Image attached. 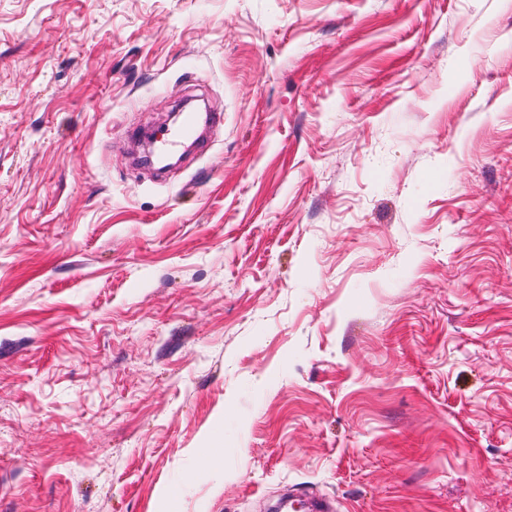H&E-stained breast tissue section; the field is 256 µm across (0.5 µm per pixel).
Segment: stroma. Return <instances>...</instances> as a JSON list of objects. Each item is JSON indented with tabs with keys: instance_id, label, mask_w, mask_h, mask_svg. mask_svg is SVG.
I'll use <instances>...</instances> for the list:
<instances>
[{
	"instance_id": "stroma-1",
	"label": "stroma",
	"mask_w": 512,
	"mask_h": 512,
	"mask_svg": "<svg viewBox=\"0 0 512 512\" xmlns=\"http://www.w3.org/2000/svg\"><path fill=\"white\" fill-rule=\"evenodd\" d=\"M289 486L512 512V0H0V512ZM196 132V116L194 112H185L179 128L173 133H166L158 140L162 152L175 150L183 141L194 136Z\"/></svg>"
}]
</instances>
